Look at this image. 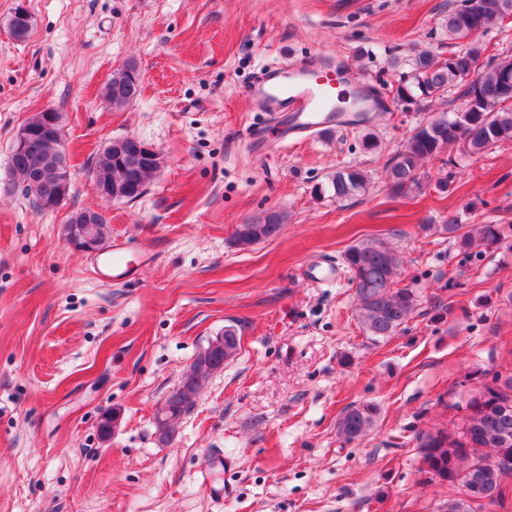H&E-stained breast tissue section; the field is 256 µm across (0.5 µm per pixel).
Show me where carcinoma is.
I'll return each instance as SVG.
<instances>
[{
    "instance_id": "cac0c4a2",
    "label": "carcinoma",
    "mask_w": 512,
    "mask_h": 512,
    "mask_svg": "<svg viewBox=\"0 0 512 512\" xmlns=\"http://www.w3.org/2000/svg\"><path fill=\"white\" fill-rule=\"evenodd\" d=\"M512 16V0H462L458 7L448 9V39L462 47L446 59H437L424 51L412 61L411 81L397 89L406 101L415 98H443L455 87V82L468 74L484 52L479 36L499 21ZM33 26L30 13L14 10L9 27L18 39H25ZM512 79V56L486 64L477 76L479 111L466 117L457 112H444L440 117L414 129L388 160L389 178L393 188L403 190L420 185L422 163L437 159L448 164L442 154L457 138L465 139L460 151L474 156L489 147L512 141V101L503 97V85ZM139 93L136 69L117 70L105 87V96L115 108H123ZM52 151V141L35 138L21 150L12 149L10 158L11 190L19 189L40 208L61 195H66L70 183L67 171L45 161ZM159 170L141 151L134 147L124 150L117 158L104 149L93 167L95 181L112 183V200L131 202L141 197L148 181ZM339 198L353 195L366 188V177L358 169H344L330 179ZM284 217L279 213L266 216L254 224H239L234 241L250 246L275 237ZM444 230L459 250L489 249L502 240L496 224H446ZM346 268L357 295V320L372 343L384 342L395 335L418 309L419 296L412 288L399 286L402 259L379 241L368 240L351 246L345 252ZM464 424L457 431L438 430L419 437L420 462L425 471L456 490L448 499L447 512H477L482 505L473 490L495 503L505 499L508 485L505 478L512 474V374L496 379L489 397L474 393L465 404ZM379 407L361 402L346 407L337 420L338 435L348 443L365 438L375 428ZM504 461H490L486 450Z\"/></svg>"
}]
</instances>
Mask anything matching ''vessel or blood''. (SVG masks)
Instances as JSON below:
<instances>
[{
  "mask_svg": "<svg viewBox=\"0 0 512 512\" xmlns=\"http://www.w3.org/2000/svg\"><path fill=\"white\" fill-rule=\"evenodd\" d=\"M255 111L268 122L251 128L249 137L258 150L297 137H309L336 125L342 105L359 109L361 97L354 77L334 63L316 57L308 62L273 65L261 70L248 89ZM103 268L113 279L131 274L125 248L114 243Z\"/></svg>",
  "mask_w": 512,
  "mask_h": 512,
  "instance_id": "1",
  "label": "vessel or blood"
}]
</instances>
